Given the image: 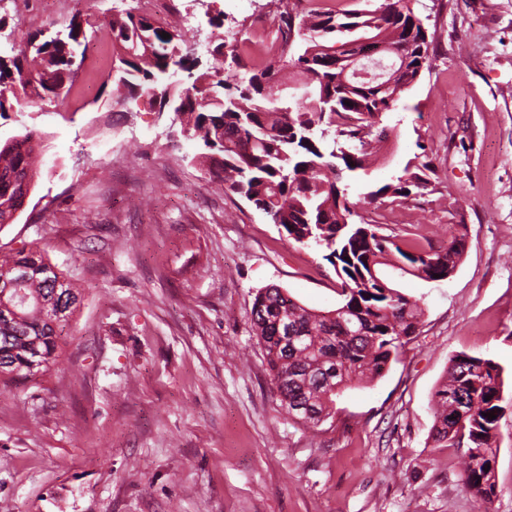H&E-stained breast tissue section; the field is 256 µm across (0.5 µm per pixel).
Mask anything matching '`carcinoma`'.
Here are the masks:
<instances>
[{
	"mask_svg": "<svg viewBox=\"0 0 512 512\" xmlns=\"http://www.w3.org/2000/svg\"><path fill=\"white\" fill-rule=\"evenodd\" d=\"M279 15L285 29L274 57L250 68L238 45L220 37L213 65L182 88L169 79L193 75L197 63L189 56L187 32L177 24L157 26L127 10L105 23L92 13L74 18L64 38L25 33L12 55H0V112L8 105L67 98L79 69L72 59L88 44L89 28L111 46L118 101L146 95L159 111H172L202 144L200 163L225 190L246 199L294 242L323 252L341 280L336 308L308 309L271 286L256 294L251 310L282 406L316 425L353 383L381 376L420 322L418 301L395 288L388 273L446 279L462 258L464 242L404 247L377 224L351 221L359 202L382 205L412 187L427 189L425 162H408L397 183L369 190L357 203L342 186L367 169L383 142V116L429 62L427 31L408 0H379L373 10L351 12H297L279 0ZM363 36L377 39L382 53L404 66L393 84L346 70L350 45ZM233 70L238 81L230 86L224 73ZM295 75L306 91L293 100L282 91ZM41 152V135L33 129L0 139V225L10 223L23 191L35 187ZM17 266L26 269L21 281L11 275ZM58 286L79 298L44 249L21 248L0 261V360L14 365L21 380L44 375L58 357L59 330L76 311L54 323L44 301ZM500 376L492 359L460 353L450 359L446 381L435 393L430 438L437 448L464 449V484L480 512H492L497 496L496 442L506 410Z\"/></svg>",
	"mask_w": 512,
	"mask_h": 512,
	"instance_id": "carcinoma-1",
	"label": "carcinoma"
}]
</instances>
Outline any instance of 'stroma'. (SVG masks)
I'll return each mask as SVG.
<instances>
[{
	"label": "stroma",
	"mask_w": 512,
	"mask_h": 512,
	"mask_svg": "<svg viewBox=\"0 0 512 512\" xmlns=\"http://www.w3.org/2000/svg\"><path fill=\"white\" fill-rule=\"evenodd\" d=\"M409 6L434 36L429 63L348 196L424 154L427 190L357 213L406 242L463 239L464 254L445 280L398 279L424 310L415 333L315 426L282 408L250 311L271 285L335 308L339 279L320 252L225 191L149 97L115 102L98 40L66 102L0 113L1 136L35 129L44 145L0 252L47 245L82 294L49 371L0 381L6 512H478L462 449L430 440V403L460 353L498 363L512 400V0ZM130 8L161 26L190 19L204 68L217 34L244 40L261 23L281 40L277 0H0V45ZM498 441L492 508L512 512L511 408Z\"/></svg>",
	"instance_id": "1"
}]
</instances>
